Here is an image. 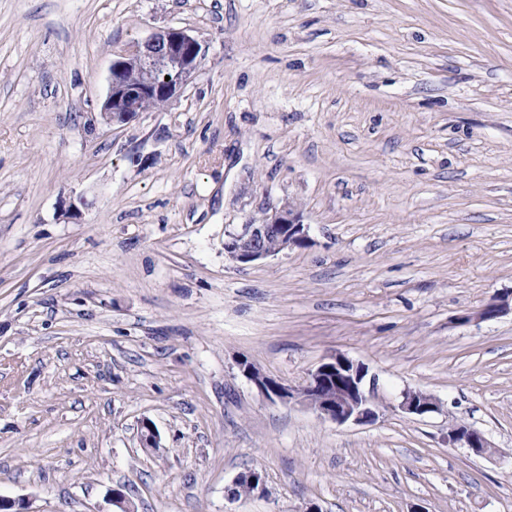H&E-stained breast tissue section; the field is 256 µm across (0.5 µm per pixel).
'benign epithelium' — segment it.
<instances>
[{
  "instance_id": "obj_1",
  "label": "benign epithelium",
  "mask_w": 512,
  "mask_h": 512,
  "mask_svg": "<svg viewBox=\"0 0 512 512\" xmlns=\"http://www.w3.org/2000/svg\"><path fill=\"white\" fill-rule=\"evenodd\" d=\"M206 56V45L178 28H168L144 40H134L114 53L109 73V89L100 113L103 124L127 123L142 112L141 102L150 95L171 100L179 96L199 72ZM138 64L146 80L130 85L124 70ZM170 80H165V77ZM310 243L308 225L290 203L265 209L261 221L250 220L224 229V257L240 266L275 257L294 247ZM507 307L504 302L489 303L458 318L460 322L493 318ZM239 370L271 402H297L308 406L319 418L336 424H367L379 416L375 380L365 381L367 370L348 356L337 353L311 371L303 383L292 386L267 377L242 360ZM397 408L404 414L425 416L439 411L438 400L421 390L406 389ZM448 447L467 448L476 455H487L491 445L474 427L458 424L448 429ZM267 493L262 474L256 471L237 477L227 489L231 500L263 496Z\"/></svg>"
}]
</instances>
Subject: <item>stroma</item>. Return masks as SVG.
I'll return each instance as SVG.
<instances>
[{"instance_id":"35a3bbf8","label":"stroma","mask_w":512,"mask_h":512,"mask_svg":"<svg viewBox=\"0 0 512 512\" xmlns=\"http://www.w3.org/2000/svg\"><path fill=\"white\" fill-rule=\"evenodd\" d=\"M169 27L200 71L101 125L114 51ZM287 202L308 247L225 258V225ZM510 294L512 0H0L1 496L512 512V313L457 320ZM338 352L375 422L238 368L297 385ZM408 388L439 412L402 413ZM458 423L494 454L449 447ZM250 469L266 495L229 500ZM238 366L243 376L271 402L304 404L319 418L339 425L372 423L379 416L375 379H370L367 389L366 368L345 354L331 356L297 386L269 378L245 360Z\"/></svg>"}]
</instances>
